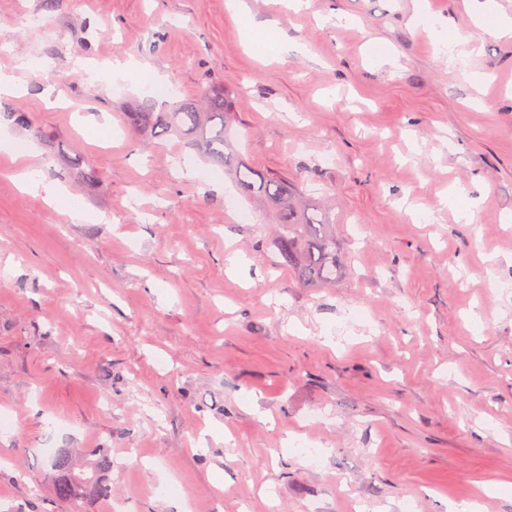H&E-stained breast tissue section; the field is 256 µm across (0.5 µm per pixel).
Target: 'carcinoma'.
Masks as SVG:
<instances>
[{
    "label": "carcinoma",
    "instance_id": "cac0c4a2",
    "mask_svg": "<svg viewBox=\"0 0 512 512\" xmlns=\"http://www.w3.org/2000/svg\"><path fill=\"white\" fill-rule=\"evenodd\" d=\"M208 111L199 112L191 102H183L168 112L145 108L130 113L131 121L154 130L157 136L177 135L192 143L200 137L210 158L230 170L240 191L249 199L272 203L278 211L274 245L283 265L298 279L315 286L336 281L339 265L336 240L331 224L324 214L310 211L299 202L294 184L285 178L271 177L228 155L224 148L234 137L230 109L224 94L206 90ZM51 495L61 504L71 506L86 497L102 500L112 498V458L98 453L79 463L68 449L58 451L49 459Z\"/></svg>",
    "mask_w": 512,
    "mask_h": 512
}]
</instances>
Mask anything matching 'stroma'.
<instances>
[{
  "label": "stroma",
  "mask_w": 512,
  "mask_h": 512,
  "mask_svg": "<svg viewBox=\"0 0 512 512\" xmlns=\"http://www.w3.org/2000/svg\"><path fill=\"white\" fill-rule=\"evenodd\" d=\"M406 2L247 0L284 37L259 60L225 0H0L10 512H64L60 448L112 457L80 512H512V38ZM118 58L172 88L159 112L224 91L239 157L329 217L335 283L274 267L272 210L130 122L146 92Z\"/></svg>",
  "instance_id": "obj_1"
}]
</instances>
